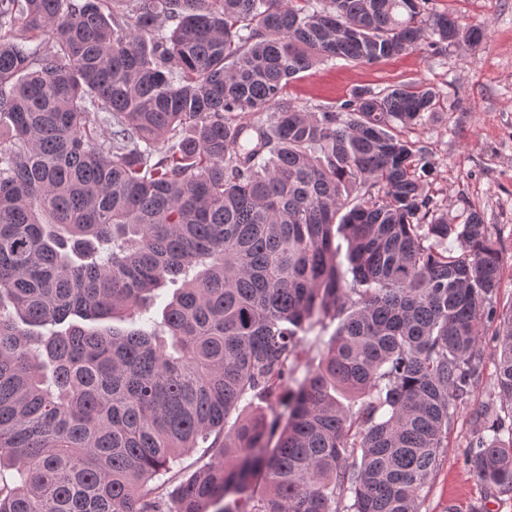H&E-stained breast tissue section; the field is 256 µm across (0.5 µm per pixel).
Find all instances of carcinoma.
<instances>
[{
  "mask_svg": "<svg viewBox=\"0 0 512 512\" xmlns=\"http://www.w3.org/2000/svg\"><path fill=\"white\" fill-rule=\"evenodd\" d=\"M426 2L0 0V512H418L493 324L507 412L467 462L512 495L497 241L438 213L398 133L438 93L284 98L321 61L482 40ZM202 443L218 462L157 494ZM336 327L337 321H326L325 324L312 329L307 336H303L297 347L296 376L298 378H302L306 370L314 369L318 365Z\"/></svg>",
  "mask_w": 512,
  "mask_h": 512,
  "instance_id": "cac0c4a2",
  "label": "carcinoma"
}]
</instances>
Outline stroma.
Masks as SVG:
<instances>
[{
	"mask_svg": "<svg viewBox=\"0 0 512 512\" xmlns=\"http://www.w3.org/2000/svg\"><path fill=\"white\" fill-rule=\"evenodd\" d=\"M464 26L484 32L475 47L409 52L375 64L322 62L299 74L284 91L297 105L314 108L348 99L360 86L400 83L434 88L436 111L403 135L425 147L428 192L449 222L463 223L469 209L491 224L502 257L495 298L499 313H512V0H429ZM496 336L481 338L483 366L473 395L453 411V422L420 512H512V496L492 492L474 477L466 447L481 432L479 412L500 410Z\"/></svg>",
	"mask_w": 512,
	"mask_h": 512,
	"instance_id": "1",
	"label": "stroma"
}]
</instances>
